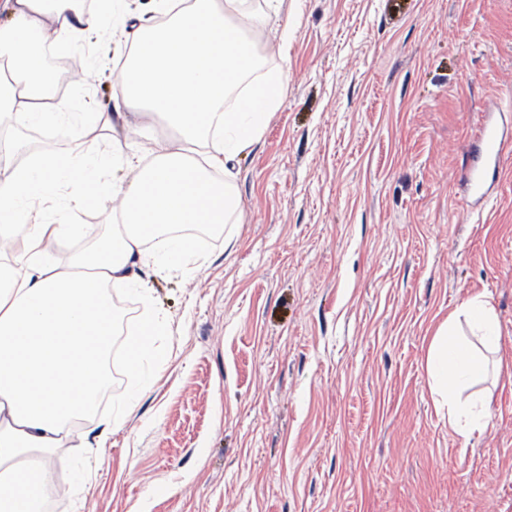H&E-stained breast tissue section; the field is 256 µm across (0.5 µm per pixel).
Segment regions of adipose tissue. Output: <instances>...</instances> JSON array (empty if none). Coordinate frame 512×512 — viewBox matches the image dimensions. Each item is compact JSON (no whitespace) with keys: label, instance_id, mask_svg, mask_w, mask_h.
Returning <instances> with one entry per match:
<instances>
[{"label":"adipose tissue","instance_id":"obj_1","mask_svg":"<svg viewBox=\"0 0 512 512\" xmlns=\"http://www.w3.org/2000/svg\"><path fill=\"white\" fill-rule=\"evenodd\" d=\"M249 14L244 0H0V512H41L60 448L84 449L88 461L75 487L89 492L101 466L95 450L120 432L126 416L158 379L145 369L151 335L166 327L149 317L133 339L132 382L124 416L96 422L103 362L112 345V293L149 301L152 280L188 271L194 253L190 225L237 223L242 203L231 180L220 179L260 138L282 103L288 75L270 74L240 95L231 85L258 68L263 56L285 57L292 28L288 0H264ZM169 14L159 25L158 14ZM277 24V38L268 34ZM138 50L112 80L124 109L84 115L52 104L53 73L28 57L31 47H70L82 69L105 68L127 33ZM104 138L99 154L33 153L19 158L14 132L36 126ZM121 170L111 178L112 170ZM111 180L109 231L73 250L85 225L59 223V212L87 205L85 185ZM500 328L484 296L470 298L436 328L425 369L438 410L469 438L491 421L487 399L472 386L497 354ZM95 425L78 432L77 419Z\"/></svg>","mask_w":512,"mask_h":512}]
</instances>
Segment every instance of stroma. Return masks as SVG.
<instances>
[{"instance_id": "35a3bbf8", "label": "stroma", "mask_w": 512, "mask_h": 512, "mask_svg": "<svg viewBox=\"0 0 512 512\" xmlns=\"http://www.w3.org/2000/svg\"><path fill=\"white\" fill-rule=\"evenodd\" d=\"M288 90L231 163L243 213L204 239L202 267L113 293L121 342L99 419L129 386L127 338L165 314L163 370L84 501L53 470L58 512H512V151L497 194L467 203L478 113L512 126V0H296ZM77 112L113 111L108 73L46 58ZM24 153H95L69 130L22 129ZM484 295L507 372L487 431L439 412L425 353Z\"/></svg>"}]
</instances>
